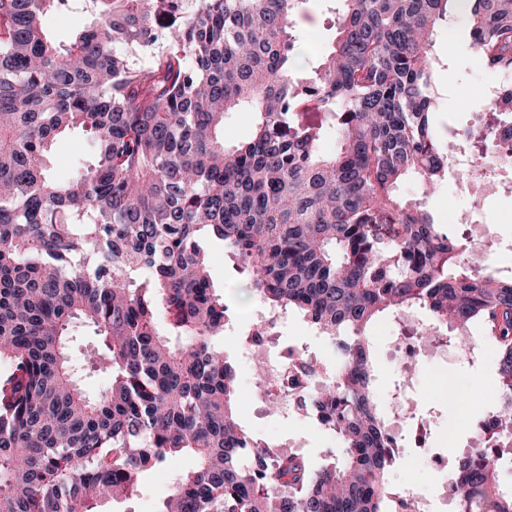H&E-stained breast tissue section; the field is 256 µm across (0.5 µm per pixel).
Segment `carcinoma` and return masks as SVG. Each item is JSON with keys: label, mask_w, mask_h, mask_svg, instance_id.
Instances as JSON below:
<instances>
[{"label": "carcinoma", "mask_w": 512, "mask_h": 512, "mask_svg": "<svg viewBox=\"0 0 512 512\" xmlns=\"http://www.w3.org/2000/svg\"><path fill=\"white\" fill-rule=\"evenodd\" d=\"M305 2L0 0V512H98L183 454L197 466L160 512H414L386 480L397 441L366 329L416 309L428 337L468 348L481 323L496 349L500 403L448 491L459 512H512V277L475 275L467 233L398 193L489 150L512 156L498 140L510 81L448 151L432 57L438 25L462 14L476 62L512 73V0H342L309 73L292 34ZM62 9L89 18L67 46L43 23ZM242 108L253 133L228 147L224 119ZM75 129L95 161L57 179L53 143ZM205 232L263 312L299 313L334 346L307 415L341 457L315 465L239 424ZM76 322L110 377L95 398L66 354Z\"/></svg>", "instance_id": "obj_1"}]
</instances>
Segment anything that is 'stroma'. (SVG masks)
I'll use <instances>...</instances> for the list:
<instances>
[{"label":"stroma","mask_w":512,"mask_h":512,"mask_svg":"<svg viewBox=\"0 0 512 512\" xmlns=\"http://www.w3.org/2000/svg\"><path fill=\"white\" fill-rule=\"evenodd\" d=\"M341 6L342 0H306L297 16L296 31L305 45L309 66H316L331 49ZM469 43V25L462 15L440 25L434 36L433 53L440 64L437 91L442 103L441 112L435 116L437 125L464 127L473 124L482 107L483 86L498 79L496 73L476 64ZM90 159L88 136L73 130L56 140L52 171L54 175L66 178ZM400 193L408 199L424 200L427 209L441 224L450 222L457 214L475 211L477 218L489 226L486 240L492 269L503 277L512 275L511 193L500 190L481 201H474L461 172L449 174L434 193L423 194L413 179L402 185ZM203 245L209 256L211 280L215 288L223 291L232 319L221 345L225 357L237 368L241 424L271 447L282 446L289 437L301 436L306 441L305 455L314 462H321L327 449L338 446L333 435L308 418L294 415L272 418L262 412L264 390L255 381L245 344L259 305L253 300L244 302L239 299L240 277L232 262L225 257L223 243L209 237ZM399 334V327L389 314L380 316L368 331L374 353L377 400L388 419L396 417L392 397L397 393L416 401L419 409V423L399 427L401 450L389 472V482L397 489L431 498L450 483L457 457L467 445L475 443L476 424L499 394L497 354L492 344L483 341L481 327H473L472 334L480 341L479 354L469 358L452 349L448 352L447 362L414 365L410 374L411 385L402 388L398 385L403 376L401 365L391 353V344ZM295 346L305 348L308 354L326 365L335 362L330 343L318 337L301 318L292 315L280 325L269 353L276 356L283 349ZM448 383L484 398L483 403L475 405L473 412L453 430L448 427V397L441 392L442 385ZM433 456L439 459V466L430 465L429 459ZM195 466V458L186 454L166 467L145 471L138 493L129 499L108 504V512H159L181 474Z\"/></svg>","instance_id":"1"}]
</instances>
